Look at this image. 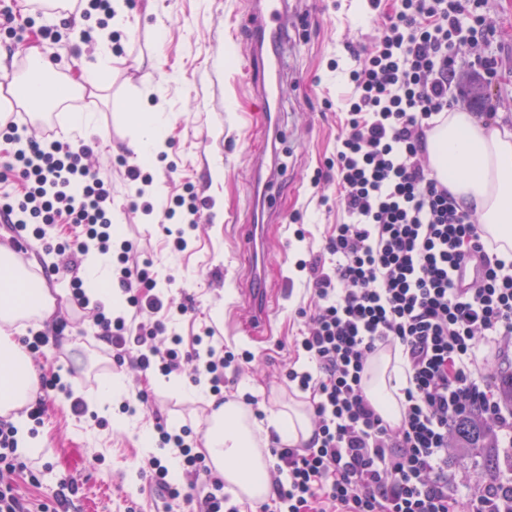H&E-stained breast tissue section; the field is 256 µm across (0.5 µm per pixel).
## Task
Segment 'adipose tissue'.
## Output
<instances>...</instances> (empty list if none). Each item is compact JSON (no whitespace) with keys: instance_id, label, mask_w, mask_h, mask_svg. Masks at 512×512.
<instances>
[{"instance_id":"adipose-tissue-1","label":"adipose tissue","mask_w":512,"mask_h":512,"mask_svg":"<svg viewBox=\"0 0 512 512\" xmlns=\"http://www.w3.org/2000/svg\"><path fill=\"white\" fill-rule=\"evenodd\" d=\"M31 60L32 69L23 84L0 87V107L9 108L16 100L39 105L75 88L74 80L57 82L50 78L40 52H32ZM426 157L456 202L473 211L487 237L498 241V256L512 257V130L469 112L452 111L428 132ZM110 267L109 256L92 252L82 272L87 297L108 309L116 304L111 292L103 287L110 277ZM29 318L44 326L54 325L55 291L9 248L0 245V416L10 418L17 428L20 451L25 455L37 443L29 436L20 410L33 400L38 375L12 330L18 321ZM405 384L400 355L381 352L372 357L363 381L364 391L390 423L401 419L398 396ZM271 431L286 444L309 443L313 426L306 403L290 400L268 411L261 420L235 400L211 412L204 445L215 471L237 503L262 501L271 495L268 468L272 458L261 447L264 434Z\"/></svg>"}]
</instances>
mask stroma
<instances>
[{
  "mask_svg": "<svg viewBox=\"0 0 512 512\" xmlns=\"http://www.w3.org/2000/svg\"><path fill=\"white\" fill-rule=\"evenodd\" d=\"M291 11L286 92L280 104L282 139L273 157L278 170L274 183V213L266 247L286 254L284 266L269 270L268 280L282 297L283 307L269 324L268 338L249 342L235 335L245 309L235 306L231 294L247 287L245 270L233 257L240 248L236 226L253 191L251 156L261 133L257 101L246 84L240 58L252 55L251 0H125L124 26L112 31V72L99 82L93 69L97 42L80 41L81 29L100 31L109 18L91 11L81 26L31 15L26 0H12L17 35L0 29V83L17 75L18 58L31 47L52 52L66 76L81 81L91 115L90 133L59 132L73 144L98 141L90 158L100 166L112 189L114 219L136 242L138 261L148 262L157 288L174 302H191L192 311L178 326L184 349H191L203 327H216L234 353L252 351L258 370H227L238 394H251L260 405L272 406L288 394L284 373L290 362V344L303 325L299 307L307 305L306 275L296 263L323 248L335 224L344 220L333 200L334 183L326 182L327 163L336 153V137L350 87L346 72L358 63L382 27L383 18L366 13L365 0H288ZM487 32L462 33L457 65L468 71L483 59L494 61L484 111L512 126V0H486ZM59 39L44 37L45 28ZM160 108L169 119L163 150L140 158L131 144L138 134L132 112ZM135 165L153 178L145 203L171 200L191 185L204 204V218L193 231V243L175 250L155 209L132 210L135 188L126 178ZM57 320L67 336L57 345L33 354L39 375L63 370L74 393L94 394L110 375L124 378L111 408L97 419L72 415L69 402L58 393L46 399L43 422L37 428L40 447L26 458L27 468L15 475L20 492L33 504L50 502L60 483L76 479L71 498L74 512H160L162 498L155 484L141 472L150 450L142 431L156 423L168 430L189 426L203 433L210 410L195 396L188 372H180L183 390L150 384L148 374L117 366L104 352L99 329L85 318L72 296L57 300ZM304 368L306 359L294 362ZM147 390L154 413L130 418L127 430L113 420L124 398Z\"/></svg>",
  "mask_w": 512,
  "mask_h": 512,
  "instance_id": "obj_1",
  "label": "stroma"
}]
</instances>
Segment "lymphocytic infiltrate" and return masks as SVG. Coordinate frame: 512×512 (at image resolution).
<instances>
[{"mask_svg":"<svg viewBox=\"0 0 512 512\" xmlns=\"http://www.w3.org/2000/svg\"><path fill=\"white\" fill-rule=\"evenodd\" d=\"M483 2L395 0L349 73L334 176L347 220L334 226L322 252L297 263L311 301L298 311L305 327L293 349L309 367L286 373L310 396L314 434L306 447L273 449L276 498L259 512H501L512 503V474L493 483L475 479L466 496L448 479V443L462 422L492 425L512 455V405L478 358L481 346L512 342V262L498 258L477 216L433 174L425 143L455 102L459 34L487 27ZM92 150L48 130L42 141L1 155V167L19 171L23 191L0 196V222L38 241L46 227L73 225L74 234L54 248L55 272L73 268L92 248L116 252L114 285L134 313L114 317L100 305L93 315L115 362L167 376L190 361L195 378L221 394L225 370L238 359L253 364L255 355L235 356L211 326L183 351L181 336L159 317L164 294L131 259L134 242L112 244V194L98 170L80 163ZM471 260L481 276L458 287L455 272ZM388 348L406 361L395 426L363 387L369 359ZM156 430L160 451L145 466L167 503L241 512L190 429ZM165 448L178 450L187 483L169 481ZM16 451V432L0 419V512H30L12 479L23 466Z\"/></svg>","mask_w":512,"mask_h":512,"instance_id":"f902f5d3","label":"lymphocytic infiltrate"}]
</instances>
